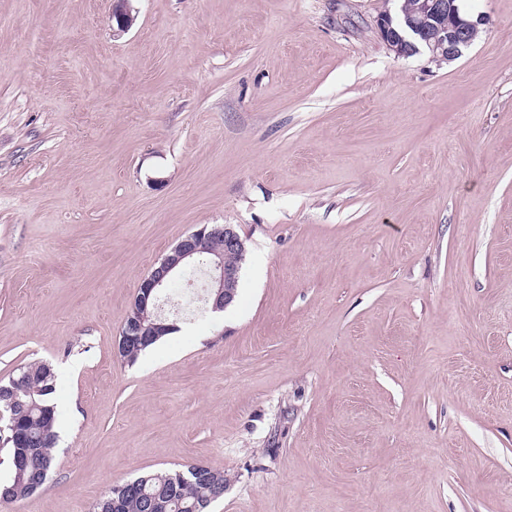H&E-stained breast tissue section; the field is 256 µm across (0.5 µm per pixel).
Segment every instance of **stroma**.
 Here are the masks:
<instances>
[{
    "label": "stroma",
    "instance_id": "obj_1",
    "mask_svg": "<svg viewBox=\"0 0 512 512\" xmlns=\"http://www.w3.org/2000/svg\"><path fill=\"white\" fill-rule=\"evenodd\" d=\"M0 0V380L56 373L55 466L0 512H92L160 469L210 512H512V0L449 63L385 0ZM203 224L234 302L142 278ZM217 236L223 237L224 241L215 239L212 244L214 250L234 252L226 255L227 263L223 253L215 252L211 248L212 240ZM243 252L244 241L229 224H203L180 239L157 266L142 278L120 332L117 344L120 356L126 358L128 352L145 348L152 342L153 336L159 337L149 348H157L159 342H155L162 337L161 334L169 331L165 333L167 335L174 331V325L167 323L161 315L162 298L164 290L175 276L187 267L196 264L206 267L212 310L224 311L234 300L239 280L240 268L231 264L241 265ZM141 351L137 354L130 352L127 361L134 362Z\"/></svg>",
    "mask_w": 512,
    "mask_h": 512
}]
</instances>
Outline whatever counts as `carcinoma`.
I'll list each match as a JSON object with an SVG mask.
<instances>
[{"label":"carcinoma","mask_w":512,"mask_h":512,"mask_svg":"<svg viewBox=\"0 0 512 512\" xmlns=\"http://www.w3.org/2000/svg\"><path fill=\"white\" fill-rule=\"evenodd\" d=\"M27 377L23 385L13 387L19 429L30 447L28 466L24 473L10 471L0 481V503L25 499L38 492L46 483L55 465L56 438L55 373L43 362H31L19 369ZM186 480L179 481L176 471H151L139 476L140 485L114 498L103 496L94 512H197L198 505L216 492H224V472L211 469L204 480L197 479L191 469L185 470Z\"/></svg>","instance_id":"cac0c4a2"}]
</instances>
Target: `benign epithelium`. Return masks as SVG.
Here are the masks:
<instances>
[{
	"instance_id": "1",
	"label": "benign epithelium",
	"mask_w": 512,
	"mask_h": 512,
	"mask_svg": "<svg viewBox=\"0 0 512 512\" xmlns=\"http://www.w3.org/2000/svg\"><path fill=\"white\" fill-rule=\"evenodd\" d=\"M395 11L380 13L375 25L381 39L398 57L428 52L437 61L451 62L467 50L480 33L485 22L482 15L472 17L463 13L459 0H397ZM112 17L118 31L129 30L134 22L129 0H113ZM224 238V252L211 248L212 240ZM243 253L245 244L228 225L203 224L180 239L160 262L145 275L133 298L120 332L117 350L127 357L152 342L153 337L174 329L161 315L164 290L185 268L196 264L207 269L212 310L227 308L234 300L240 268L224 261L226 252Z\"/></svg>"
}]
</instances>
